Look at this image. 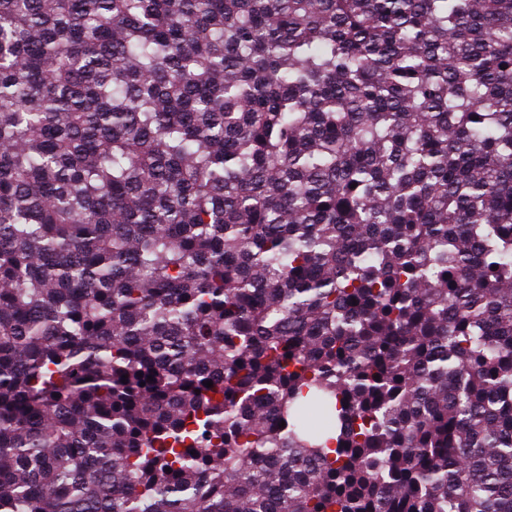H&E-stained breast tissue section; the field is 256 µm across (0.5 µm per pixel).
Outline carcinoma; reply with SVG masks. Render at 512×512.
Here are the masks:
<instances>
[{"label":"carcinoma","mask_w":512,"mask_h":512,"mask_svg":"<svg viewBox=\"0 0 512 512\" xmlns=\"http://www.w3.org/2000/svg\"><path fill=\"white\" fill-rule=\"evenodd\" d=\"M0 512H512V0H0Z\"/></svg>","instance_id":"carcinoma-1"}]
</instances>
